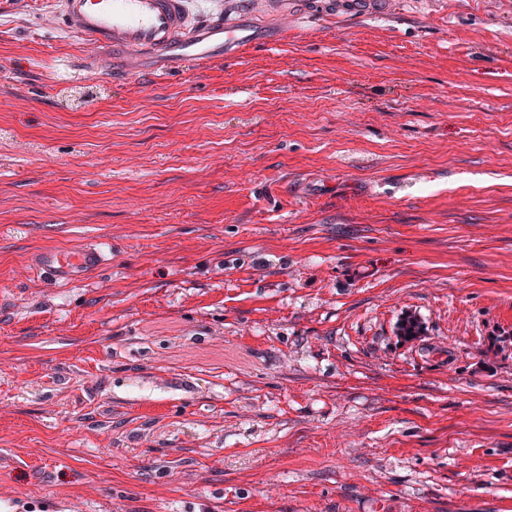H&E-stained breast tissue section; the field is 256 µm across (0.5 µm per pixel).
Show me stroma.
I'll use <instances>...</instances> for the list:
<instances>
[{
  "label": "stroma",
  "instance_id": "35a3bbf8",
  "mask_svg": "<svg viewBox=\"0 0 512 512\" xmlns=\"http://www.w3.org/2000/svg\"><path fill=\"white\" fill-rule=\"evenodd\" d=\"M86 55L0 0V512H512V0ZM104 261L105 253L94 247L78 252L48 250L40 255L39 268L56 281L71 283L80 281L89 270L98 268Z\"/></svg>",
  "mask_w": 512,
  "mask_h": 512
}]
</instances>
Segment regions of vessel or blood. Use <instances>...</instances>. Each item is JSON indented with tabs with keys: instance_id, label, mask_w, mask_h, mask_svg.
<instances>
[{
	"instance_id": "1",
	"label": "vessel or blood",
	"mask_w": 512,
	"mask_h": 512,
	"mask_svg": "<svg viewBox=\"0 0 512 512\" xmlns=\"http://www.w3.org/2000/svg\"><path fill=\"white\" fill-rule=\"evenodd\" d=\"M224 10L193 19L189 0H60L62 20L68 31L79 36L93 52V61L111 68L115 58L144 57L161 76L187 61L209 64L241 56L247 47L276 44L288 37L299 22L304 0H283L272 18L254 8V0H226ZM370 0H323L322 12H362L374 7ZM379 10L390 11L389 0H380ZM106 259L101 250L89 247L77 252L48 250L39 257V267L55 280L71 283Z\"/></svg>"
}]
</instances>
